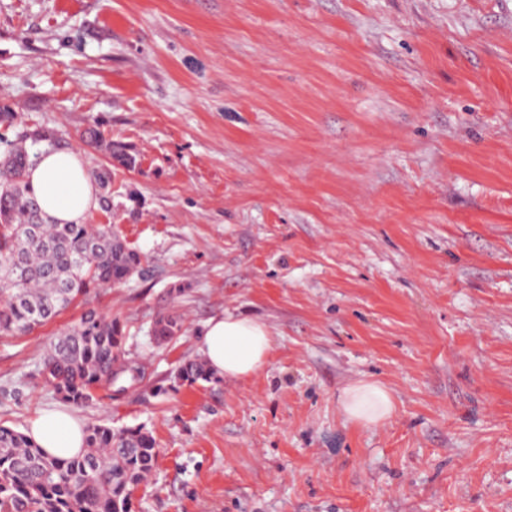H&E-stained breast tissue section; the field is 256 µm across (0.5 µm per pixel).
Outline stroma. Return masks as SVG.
<instances>
[{"instance_id":"35a3bbf8","label":"stroma","mask_w":512,"mask_h":512,"mask_svg":"<svg viewBox=\"0 0 512 512\" xmlns=\"http://www.w3.org/2000/svg\"><path fill=\"white\" fill-rule=\"evenodd\" d=\"M3 105L115 167L87 221L145 271L0 335V425L62 407L38 368L90 307L144 370L73 408L153 436L132 512H512V0H0ZM226 312L266 368L185 380ZM359 381L390 420L345 419ZM339 403L347 420L363 425H374L388 420L395 411L391 392L374 381H360L344 388Z\"/></svg>"}]
</instances>
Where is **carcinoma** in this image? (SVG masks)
<instances>
[{
	"label": "carcinoma",
	"mask_w": 512,
	"mask_h": 512,
	"mask_svg": "<svg viewBox=\"0 0 512 512\" xmlns=\"http://www.w3.org/2000/svg\"><path fill=\"white\" fill-rule=\"evenodd\" d=\"M82 139L112 148L96 124ZM0 143V334L22 336L92 289L125 282L142 270V259L110 224H51L43 217L26 171L40 147L62 146L54 131L27 129L14 140L0 137ZM182 327L179 316L163 315L155 334L172 339ZM121 345L118 321L88 310L50 346L40 365L42 382L77 405L106 385H133L141 369ZM181 373L191 382L211 379L194 361ZM155 460V440L141 428L92 425L81 454L56 458L25 433L0 426V512H130L129 489Z\"/></svg>",
	"instance_id": "obj_1"
}]
</instances>
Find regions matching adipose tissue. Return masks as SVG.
Segmentation results:
<instances>
[{"label":"adipose tissue","mask_w":512,"mask_h":512,"mask_svg":"<svg viewBox=\"0 0 512 512\" xmlns=\"http://www.w3.org/2000/svg\"><path fill=\"white\" fill-rule=\"evenodd\" d=\"M48 220L81 224L98 206V190L81 155L69 148L45 150L27 175ZM274 346L270 327L262 320L226 313L211 317L203 330L200 351L210 372L221 378L245 379L261 372ZM347 420L374 425L395 411L391 392L374 381L344 388L339 397ZM26 433L47 454L70 458L82 452L84 426L65 409L35 416Z\"/></svg>","instance_id":"obj_1"}]
</instances>
